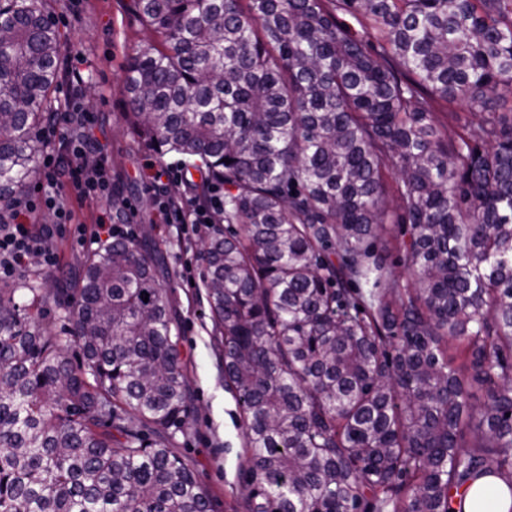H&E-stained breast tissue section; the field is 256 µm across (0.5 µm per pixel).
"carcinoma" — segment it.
<instances>
[{
    "mask_svg": "<svg viewBox=\"0 0 512 512\" xmlns=\"http://www.w3.org/2000/svg\"><path fill=\"white\" fill-rule=\"evenodd\" d=\"M133 10L151 38L127 63L129 123L224 185L203 260L247 512H454L490 475L512 493V0ZM52 18L0 0V224L62 113ZM436 99L477 112L450 135ZM390 166L403 285L374 251ZM172 295L146 234L87 255L74 294L0 282V512H211L173 451L193 404ZM50 301L64 338L40 324Z\"/></svg>",
    "mask_w": 512,
    "mask_h": 512,
    "instance_id": "1",
    "label": "carcinoma"
}]
</instances>
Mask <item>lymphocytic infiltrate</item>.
Returning <instances> with one entry per match:
<instances>
[{
  "label": "lymphocytic infiltrate",
  "mask_w": 512,
  "mask_h": 512,
  "mask_svg": "<svg viewBox=\"0 0 512 512\" xmlns=\"http://www.w3.org/2000/svg\"><path fill=\"white\" fill-rule=\"evenodd\" d=\"M71 126L67 133L50 129L44 136L45 147L38 160L40 181L18 210L13 223L0 226V277H10L30 258H39L47 268L55 267L57 255L49 248L57 225L72 221V213L64 203L66 193L86 199L99 196L116 197L120 182L114 181L107 149L94 136L95 116L86 109L80 97L68 105ZM94 153V164H87V153ZM146 185L153 191L163 223L176 231L199 234L206 223L215 220L224 200L223 193H212L204 201L197 193L173 195L168 183L181 181L182 167L148 163ZM46 211L55 218L51 224H33L32 214Z\"/></svg>",
  "instance_id": "lymphocytic-infiltrate-1"
}]
</instances>
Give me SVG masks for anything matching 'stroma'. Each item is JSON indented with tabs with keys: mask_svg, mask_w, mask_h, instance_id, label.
I'll list each match as a JSON object with an SVG mask.
<instances>
[{
	"mask_svg": "<svg viewBox=\"0 0 512 512\" xmlns=\"http://www.w3.org/2000/svg\"><path fill=\"white\" fill-rule=\"evenodd\" d=\"M130 0H49L52 14L63 34L62 56L83 55L84 82L78 89L60 83L56 96L67 102L78 93L87 109L98 118L95 134L110 152L113 173L123 178V194L137 208L132 220L135 236L149 235L165 261V275L174 283L173 313L182 337L187 375L195 414L174 448L193 469L206 489L213 512H246V492L241 471L247 465L241 409L234 394L224 386V359L219 334L211 317L203 286L205 264L203 237H177L163 224L154 199L139 172L151 152L138 142L125 120V67L132 49L148 38V31L129 9ZM387 232L377 241L391 269L405 268L399 248L405 230L400 218L403 203L388 195ZM59 263L52 269L31 262L22 275L56 287L63 272L79 273L84 257L96 250L92 240L81 241L70 225L49 242Z\"/></svg>",
	"mask_w": 512,
	"mask_h": 512,
	"instance_id": "35a3bbf8",
	"label": "stroma"
}]
</instances>
